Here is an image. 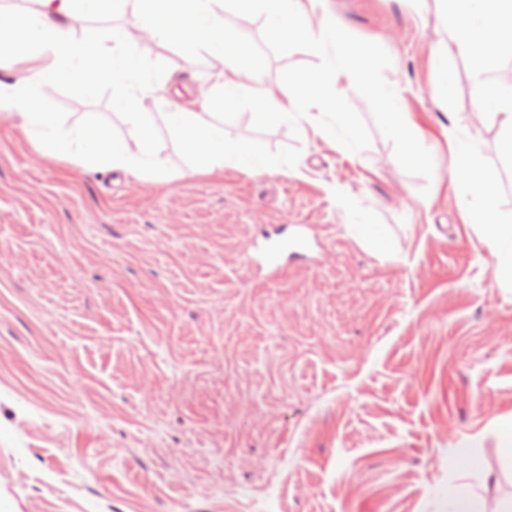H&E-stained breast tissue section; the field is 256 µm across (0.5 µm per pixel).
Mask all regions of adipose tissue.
Masks as SVG:
<instances>
[{"label":"adipose tissue","instance_id":"ef3b65f1","mask_svg":"<svg viewBox=\"0 0 512 512\" xmlns=\"http://www.w3.org/2000/svg\"><path fill=\"white\" fill-rule=\"evenodd\" d=\"M35 7L13 13L0 24V69L17 75L0 86V108L14 110L21 129L34 136L48 155H67L84 169H120L136 176L162 171L153 131L156 121L177 135L191 152L195 166L211 172L224 166L263 169L265 161L247 143L224 135V113L242 106L265 119L260 94L262 67L231 32L229 13L265 15L273 41L285 45L306 42L321 55V69L304 78H288L281 85L277 119L310 128L314 134L339 132L343 146L359 147L355 129L344 118L341 101L355 83L370 85L384 104V119L396 135L404 163H416L419 134L402 98L380 83L370 61L375 47L352 43L339 21L327 12V0H35ZM450 30L448 42L435 47L439 77L433 95L447 103L452 94L448 61L465 62L474 81L476 103L496 119L504 146L512 150V85L494 79L503 52H512V0H441ZM129 14L135 25L183 51H206L224 69L194 109L172 108L165 87L141 58L137 46L123 34L111 43L74 37L66 24L74 15ZM319 24H312L313 13ZM60 79L95 95L111 85L113 98L125 111L130 137L114 140L111 131L92 121L64 125L57 113L46 111L38 94L40 84ZM155 109L147 111L144 100ZM452 170L459 198L471 223L484 230V241L497 261L503 285L512 287V224L496 216L495 177L477 162L478 146L452 136Z\"/></svg>","mask_w":512,"mask_h":512}]
</instances>
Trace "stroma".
I'll list each match as a JSON object with an SVG mask.
<instances>
[{
	"label": "stroma",
	"instance_id": "1",
	"mask_svg": "<svg viewBox=\"0 0 512 512\" xmlns=\"http://www.w3.org/2000/svg\"><path fill=\"white\" fill-rule=\"evenodd\" d=\"M347 38L424 137L399 162L384 107L355 83L341 103L360 147L250 109L226 137L263 170H197L164 125L160 178L85 171L44 155L0 109V512H453L459 493L512 499V288L452 184L446 130L480 146L512 220V153L480 117L462 60L433 97L438 0H330ZM262 56L266 103L317 71L307 44L274 42L263 15L232 18ZM79 38L120 31L193 107L222 68L119 13L73 16ZM65 124L125 139L111 86L38 91ZM389 248L348 229L342 200ZM302 234L303 257L256 263L263 232Z\"/></svg>",
	"mask_w": 512,
	"mask_h": 512
}]
</instances>
